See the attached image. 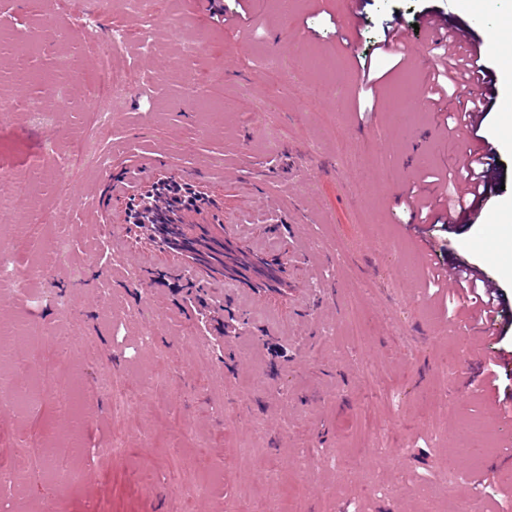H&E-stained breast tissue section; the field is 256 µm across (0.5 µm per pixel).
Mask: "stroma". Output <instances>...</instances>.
<instances>
[{"label":"stroma","instance_id":"obj_1","mask_svg":"<svg viewBox=\"0 0 512 512\" xmlns=\"http://www.w3.org/2000/svg\"><path fill=\"white\" fill-rule=\"evenodd\" d=\"M151 47L123 0H0V512H258L277 483L280 512H461L488 477L483 512L512 503V431L480 392L488 352L451 288L428 275L466 257L512 302V249L462 214L419 223L467 134L426 111L431 39L443 15L468 28L485 66L512 70V0H154ZM350 27L340 20L348 12ZM416 48L380 58L392 22ZM127 42L115 43V32ZM389 75L361 90V67ZM119 66L108 108L87 90ZM283 82L269 79L271 70ZM512 94L480 131L503 178L482 201L512 226ZM388 155L386 181L374 160ZM175 174L209 201L200 237H227L246 266L261 255L280 282L246 288L136 238L129 190ZM245 333L226 337L228 320ZM71 347L56 352L58 334ZM57 357L39 390L31 347ZM54 458L35 465L40 445ZM456 460L454 489L444 483Z\"/></svg>","mask_w":512,"mask_h":512}]
</instances>
